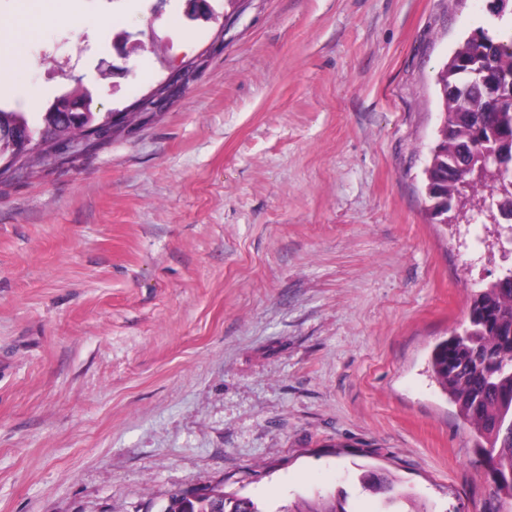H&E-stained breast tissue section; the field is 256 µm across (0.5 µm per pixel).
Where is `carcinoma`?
<instances>
[{
    "label": "carcinoma",
    "instance_id": "obj_1",
    "mask_svg": "<svg viewBox=\"0 0 512 512\" xmlns=\"http://www.w3.org/2000/svg\"><path fill=\"white\" fill-rule=\"evenodd\" d=\"M479 69L496 89L512 93V33L492 36L480 28L438 74L443 112L437 143L426 174L430 204L464 192L473 208L485 203L488 191L512 187L475 180L458 170L455 154L496 147V139L512 133V106L499 105L486 87L474 81ZM431 368L442 389L458 406L465 424L478 439L479 454L494 471L499 488L512 496V277L488 283L470 304L467 325L438 343L431 354ZM364 488L381 497L385 508L398 506L403 495L388 476L370 471L362 476ZM165 512H263L249 497L226 494L191 501L181 494L170 497ZM279 512H347L333 497L302 500L284 505Z\"/></svg>",
    "mask_w": 512,
    "mask_h": 512
}]
</instances>
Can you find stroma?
Listing matches in <instances>:
<instances>
[{
    "label": "stroma",
    "instance_id": "stroma-1",
    "mask_svg": "<svg viewBox=\"0 0 512 512\" xmlns=\"http://www.w3.org/2000/svg\"><path fill=\"white\" fill-rule=\"evenodd\" d=\"M489 3L249 0L224 27L183 0H0V107L37 135L70 89L102 117L203 62L153 119L0 175V512L217 483L378 512L372 468L403 512H512L430 366L503 267L486 215L433 223L425 194L439 71L512 30ZM361 480L366 490L381 497L386 509L398 506L404 498L393 480L385 474L370 471L364 474Z\"/></svg>",
    "mask_w": 512,
    "mask_h": 512
}]
</instances>
